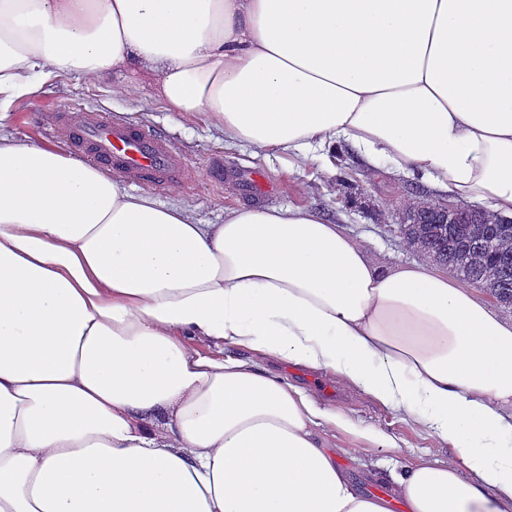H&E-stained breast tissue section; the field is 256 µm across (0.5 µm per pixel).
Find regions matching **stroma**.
<instances>
[{
    "instance_id": "1",
    "label": "stroma",
    "mask_w": 512,
    "mask_h": 512,
    "mask_svg": "<svg viewBox=\"0 0 512 512\" xmlns=\"http://www.w3.org/2000/svg\"><path fill=\"white\" fill-rule=\"evenodd\" d=\"M121 79L140 83L135 96L113 94L111 83H86L72 74L49 78L34 95L12 104L0 130L51 147L66 148L61 137L46 138L42 129L45 113L69 109L78 112L95 108L119 115L134 124L147 126L173 138L196 163L199 174L189 184L155 192L166 204L194 209L211 224L221 223L227 209L252 207L312 206L333 222L341 224L349 236L361 244L380 263L422 262V255L404 246L401 238L380 221L373 211L337 202L332 190L337 171L328 157L319 155L304 166L290 163L287 157L256 151L247 146L229 147L221 132L204 118L189 121L169 111L158 98L154 77L142 68H128ZM234 184V194H227L226 184ZM278 372L298 385L321 405L342 411L358 429L370 428L389 436L401 446V453L388 448H370L355 458H341L362 490L379 494L392 472L420 458L455 460L456 448L436 441L424 426L404 419L391 407L382 405L357 388L324 373L300 368L279 367Z\"/></svg>"
}]
</instances>
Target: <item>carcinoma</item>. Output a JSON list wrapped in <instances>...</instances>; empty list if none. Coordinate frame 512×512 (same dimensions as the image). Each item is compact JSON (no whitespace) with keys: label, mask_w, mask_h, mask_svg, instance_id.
Here are the masks:
<instances>
[{"label":"carcinoma","mask_w":512,"mask_h":512,"mask_svg":"<svg viewBox=\"0 0 512 512\" xmlns=\"http://www.w3.org/2000/svg\"><path fill=\"white\" fill-rule=\"evenodd\" d=\"M333 158L343 170L339 182L347 189L348 202L358 187L348 170V153L338 151ZM404 238L421 252H438L460 280L512 307V224H408Z\"/></svg>","instance_id":"cac0c4a2"}]
</instances>
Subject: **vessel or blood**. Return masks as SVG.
<instances>
[{"instance_id":"b4317fda","label":"vessel or blood","mask_w":512,"mask_h":512,"mask_svg":"<svg viewBox=\"0 0 512 512\" xmlns=\"http://www.w3.org/2000/svg\"><path fill=\"white\" fill-rule=\"evenodd\" d=\"M51 123L71 126V148L86 161L111 169L114 177L158 190L188 183L192 161L171 139L136 127L109 112H54Z\"/></svg>"}]
</instances>
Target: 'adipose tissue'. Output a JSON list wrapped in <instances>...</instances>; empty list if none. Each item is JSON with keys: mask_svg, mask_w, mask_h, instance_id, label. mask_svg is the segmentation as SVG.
Returning a JSON list of instances; mask_svg holds the SVG:
<instances>
[{"mask_svg": "<svg viewBox=\"0 0 512 512\" xmlns=\"http://www.w3.org/2000/svg\"><path fill=\"white\" fill-rule=\"evenodd\" d=\"M131 64L225 145L349 148L512 217V0H0L1 113ZM241 350L339 376L461 463L359 491L340 458L395 440ZM0 512H512V320L313 209L209 224L0 132Z\"/></svg>", "mask_w": 512, "mask_h": 512, "instance_id": "adipose-tissue-1", "label": "adipose tissue"}]
</instances>
